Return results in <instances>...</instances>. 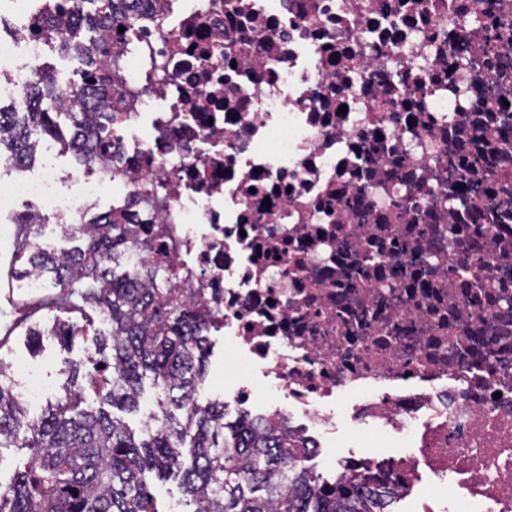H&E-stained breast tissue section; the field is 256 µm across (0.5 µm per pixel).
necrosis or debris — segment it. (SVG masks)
<instances>
[{"label": "necrosis or debris", "mask_w": 512, "mask_h": 512, "mask_svg": "<svg viewBox=\"0 0 512 512\" xmlns=\"http://www.w3.org/2000/svg\"><path fill=\"white\" fill-rule=\"evenodd\" d=\"M41 19L0 36V97L24 103ZM94 41L118 80L111 146L65 173L39 142L0 206L79 224L111 198L122 265L175 267L260 373L231 401L307 461L341 418L406 439L331 456L324 491L358 479L446 512L420 494L435 483L453 512H512V0H143Z\"/></svg>", "instance_id": "obj_1"}]
</instances>
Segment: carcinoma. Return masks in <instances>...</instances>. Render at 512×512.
Wrapping results in <instances>:
<instances>
[{
	"instance_id": "carcinoma-1",
	"label": "carcinoma",
	"mask_w": 512,
	"mask_h": 512,
	"mask_svg": "<svg viewBox=\"0 0 512 512\" xmlns=\"http://www.w3.org/2000/svg\"><path fill=\"white\" fill-rule=\"evenodd\" d=\"M139 2L69 0V6L75 28L96 31L109 24L134 26ZM56 46L84 65L82 79L70 83L72 104L60 102L61 82L46 69L29 86L26 107L0 106V158L19 169L36 163L35 142L43 138L88 167L95 161L93 146L111 137L112 116L98 112L89 121L79 112L112 92V73L104 65L107 46L86 52L71 30L59 33ZM62 113L72 121L68 136L57 122ZM23 228L22 274H53L60 288L57 305L66 307L78 295L107 324L91 338L96 357L86 373L101 406H84L80 369L74 366L65 396L32 416L0 370V447L9 442L33 455L28 467L0 485V512H158L145 473L174 471L194 512H384L386 503L363 496L355 485L345 496L323 493L276 422L261 430L248 420L229 423L224 404L199 402L208 323L196 306L176 301L174 272L156 287L151 264L136 274L119 265L131 235L128 225L94 218L71 224L68 233L78 245L63 256L36 247L41 225ZM82 285L86 289L78 290ZM146 379L182 416L170 414L160 427L137 435L103 405L138 409Z\"/></svg>"
}]
</instances>
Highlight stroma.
<instances>
[{"label": "stroma", "instance_id": "1", "mask_svg": "<svg viewBox=\"0 0 512 512\" xmlns=\"http://www.w3.org/2000/svg\"><path fill=\"white\" fill-rule=\"evenodd\" d=\"M19 227L9 214L0 213V367L4 368L13 387L25 385L30 378H38L50 385L53 397L65 394L66 362L88 365L95 349L90 342L75 340L62 346L46 333L57 323L77 325L87 330L102 328L103 320L95 308L84 302L67 309L49 305L56 288L50 276H43L38 291H31L21 269L26 262L18 253ZM40 328L45 332L40 340H33L28 331ZM240 372V365L223 344H216L207 358L204 381L200 389L201 402L223 400Z\"/></svg>", "mask_w": 512, "mask_h": 512}]
</instances>
